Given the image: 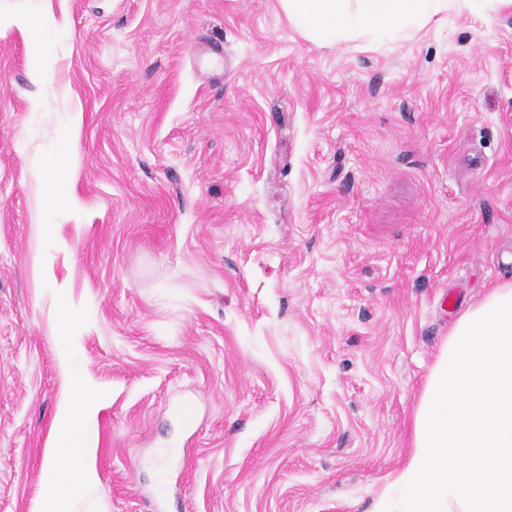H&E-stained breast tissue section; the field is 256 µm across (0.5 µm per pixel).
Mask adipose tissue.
<instances>
[{
	"label": "adipose tissue",
	"instance_id": "ef3b65f1",
	"mask_svg": "<svg viewBox=\"0 0 512 512\" xmlns=\"http://www.w3.org/2000/svg\"><path fill=\"white\" fill-rule=\"evenodd\" d=\"M308 37L406 35L448 0H280ZM73 394L45 463L43 512H68L76 471L92 445L97 397L72 373ZM369 512H512V283L460 314L428 373L411 450Z\"/></svg>",
	"mask_w": 512,
	"mask_h": 512
}]
</instances>
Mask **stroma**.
<instances>
[{
	"label": "stroma",
	"instance_id": "stroma-1",
	"mask_svg": "<svg viewBox=\"0 0 512 512\" xmlns=\"http://www.w3.org/2000/svg\"><path fill=\"white\" fill-rule=\"evenodd\" d=\"M511 281L512 0L333 43L279 0H0V512H41L72 369L71 512H368ZM73 394L63 410L64 423L54 439L45 462V481L48 495L44 512H68L67 500L76 483V470L83 464L87 448H93L86 429L88 408L94 406L97 397L84 386L77 371L71 370Z\"/></svg>",
	"mask_w": 512,
	"mask_h": 512
}]
</instances>
